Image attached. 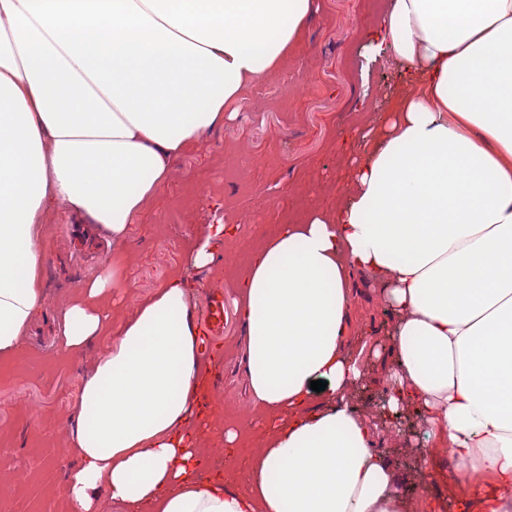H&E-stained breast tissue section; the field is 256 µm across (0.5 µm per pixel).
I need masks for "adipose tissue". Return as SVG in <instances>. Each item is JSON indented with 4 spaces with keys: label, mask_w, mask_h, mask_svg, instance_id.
Returning <instances> with one entry per match:
<instances>
[{
    "label": "adipose tissue",
    "mask_w": 512,
    "mask_h": 512,
    "mask_svg": "<svg viewBox=\"0 0 512 512\" xmlns=\"http://www.w3.org/2000/svg\"><path fill=\"white\" fill-rule=\"evenodd\" d=\"M315 0H0V364L43 316L47 216L123 240L173 158L241 107L298 41ZM405 88L341 205L254 252L239 281L250 401L270 436L240 489L203 478L207 378L185 278L120 326L109 277L56 309L61 350L114 334L64 425L69 512H442L412 505L378 427L348 393L364 374L362 273L395 317L386 407L416 406L447 447L458 512H512V0H388L365 34ZM327 404L310 406L314 380Z\"/></svg>",
    "instance_id": "ef3b65f1"
}]
</instances>
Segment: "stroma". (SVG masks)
<instances>
[{"mask_svg":"<svg viewBox=\"0 0 512 512\" xmlns=\"http://www.w3.org/2000/svg\"><path fill=\"white\" fill-rule=\"evenodd\" d=\"M367 11L368 0H317L295 57L251 86L247 105L233 118L173 159L167 184L144 203L126 242L106 243L76 217L50 219L52 244L42 269L49 307L124 252L129 259L120 272L123 285L107 296L113 323L176 274L190 285L195 316H202L211 290H223L224 331L204 343L206 355L219 357L209 371L206 407L219 428L200 433L199 446L209 453L223 447L222 429L239 430L238 456L231 462L239 472L266 437V424L246 394V334L234 310L243 267L219 261L195 268L193 242L205 225L232 224L237 231L229 249L244 241L257 249L264 242L257 225H278L287 216L300 223L312 209L342 203L343 193L352 189L350 162L361 152L350 129L377 124L401 88L399 61L371 64L365 58ZM356 281L365 288L352 311L356 341L365 347L364 377L350 404L372 418L385 390L378 357L389 352L385 335L394 317L380 291L367 287L366 276L357 275ZM105 343L97 338L79 360L62 357L48 319L24 339V360L0 371V512H66L64 474L71 458L62 428L83 374ZM31 404L37 405V415H29ZM411 425L408 431L382 425L377 439L401 479L400 492L410 500L451 493L450 459L442 455L437 467L425 466L424 449L411 434L419 418ZM21 468L30 472V481L11 486Z\"/></svg>","mask_w":512,"mask_h":512,"instance_id":"1","label":"stroma"}]
</instances>
